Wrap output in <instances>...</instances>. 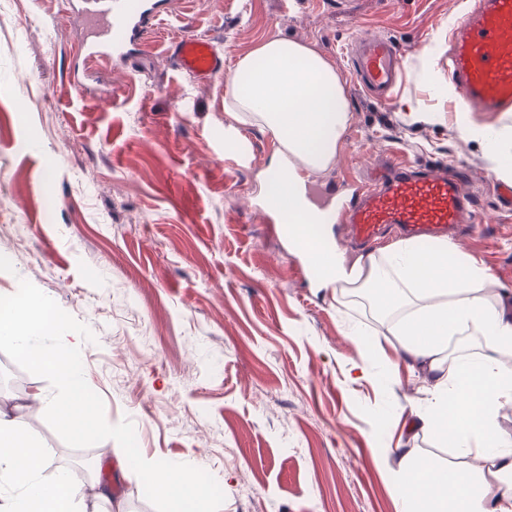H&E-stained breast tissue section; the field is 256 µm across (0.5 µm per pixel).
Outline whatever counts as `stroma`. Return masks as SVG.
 I'll return each instance as SVG.
<instances>
[{"label": "stroma", "mask_w": 512, "mask_h": 512, "mask_svg": "<svg viewBox=\"0 0 512 512\" xmlns=\"http://www.w3.org/2000/svg\"><path fill=\"white\" fill-rule=\"evenodd\" d=\"M466 0H169L122 70L87 60L88 23L68 0H0V291L28 280L92 330L84 376L105 418L130 419L142 456L211 473L220 512H396L397 449L447 462L433 434H405L431 398L394 372L371 304L335 302L290 254L259 193L269 134L224 113L225 73L179 72L171 37L209 38L233 63L272 35L320 52L343 80L352 119L334 167L311 186L328 204L386 161L462 170L477 221L459 244L489 269L483 295L512 308V211L467 125L512 112L458 110L442 65ZM394 38L406 75L373 101L343 55L359 32ZM432 112L413 121L409 110ZM367 378H360V371ZM29 374L0 409L29 410L54 469L75 456L34 402ZM113 441L86 448L82 482L109 486L126 512H155Z\"/></svg>", "instance_id": "obj_1"}]
</instances>
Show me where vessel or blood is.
I'll return each instance as SVG.
<instances>
[{
    "instance_id": "b4317fda",
    "label": "vessel or blood",
    "mask_w": 512,
    "mask_h": 512,
    "mask_svg": "<svg viewBox=\"0 0 512 512\" xmlns=\"http://www.w3.org/2000/svg\"><path fill=\"white\" fill-rule=\"evenodd\" d=\"M161 0H97L96 12L106 27L93 53L124 66L140 41L149 17ZM180 70L204 84L224 67L213 42L194 35L173 46ZM346 56L356 85L378 102L392 98L402 81V54L388 36L363 33L352 41ZM448 81L462 111L512 110V0H472L462 24L449 38ZM352 238L376 239L397 228L422 242L446 238L449 231L474 219L475 202L465 188V174L457 170L401 168L392 176L361 185L339 205Z\"/></svg>"
}]
</instances>
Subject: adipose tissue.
Returning a JSON list of instances; mask_svg holds the SVG:
<instances>
[{"mask_svg": "<svg viewBox=\"0 0 512 512\" xmlns=\"http://www.w3.org/2000/svg\"><path fill=\"white\" fill-rule=\"evenodd\" d=\"M224 111L270 134L280 179L267 186L265 199L295 224L290 240L300 254L325 253L321 285L339 297L372 292L390 317L392 348L429 385L432 404L412 411L408 430L435 433L455 458L441 466L398 449L399 512H512V437H503L499 424L501 409L512 405V315L482 295L488 269L445 241L424 247L401 240L349 264L328 251L317 232L324 213L307 198L305 183L334 165L352 109L335 66L310 46L274 35L238 58ZM463 133L481 142L498 176L512 177L511 126L469 125ZM472 334L482 338L480 358L447 355L453 337ZM47 464L25 419L0 412V512H99L111 505L109 488L96 486L85 500L64 470L43 482Z\"/></svg>", "mask_w": 512, "mask_h": 512, "instance_id": "1", "label": "adipose tissue"}]
</instances>
